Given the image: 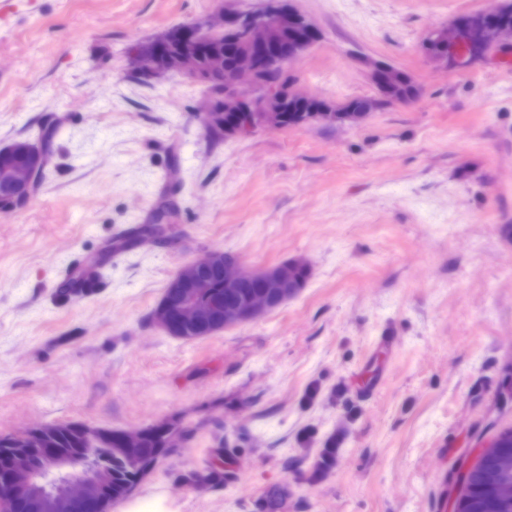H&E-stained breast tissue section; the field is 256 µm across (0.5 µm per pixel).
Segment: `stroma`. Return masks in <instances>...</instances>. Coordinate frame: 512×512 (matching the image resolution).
<instances>
[{
  "label": "stroma",
  "instance_id": "obj_1",
  "mask_svg": "<svg viewBox=\"0 0 512 512\" xmlns=\"http://www.w3.org/2000/svg\"><path fill=\"white\" fill-rule=\"evenodd\" d=\"M0 21V147L47 145L38 191L0 212V434L179 421L110 512H437L512 428V68L449 70L421 45L495 0H292L317 41L288 67L334 102L371 96L361 57L420 85L360 125L210 135L205 86L141 81L132 46L219 0H14ZM173 216L162 239L112 243ZM307 262L296 296L195 340L151 313L177 268ZM98 257L64 298L69 263ZM394 349H376L377 336ZM382 379L371 393L361 382ZM336 459L319 470L328 436ZM221 448L224 480L191 485Z\"/></svg>",
  "mask_w": 512,
  "mask_h": 512
}]
</instances>
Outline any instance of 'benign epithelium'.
I'll return each mask as SVG.
<instances>
[{
	"label": "benign epithelium",
	"instance_id": "obj_1",
	"mask_svg": "<svg viewBox=\"0 0 512 512\" xmlns=\"http://www.w3.org/2000/svg\"><path fill=\"white\" fill-rule=\"evenodd\" d=\"M509 7L505 2L492 11L462 14L435 27L422 44L431 60L445 66L462 68L474 61L490 60L492 55L512 51V26L497 22ZM216 36L227 43L233 62H224L219 54L210 56L209 69L200 65L202 36ZM317 38L314 24L283 0H265L255 12L228 11L218 8L202 24H185L176 33L166 31L135 49L142 75L153 78L176 72L190 81L213 88L205 121L224 129L226 137H244L260 129L283 127L288 103L316 97L297 90L292 82L273 79L271 74L297 59ZM376 95L368 98L363 109L338 114L322 109L314 121L336 126L362 123L382 102L407 103L418 93V86L403 70L383 60H367ZM20 191H28L34 173L20 167L0 166V182ZM216 263L224 269V291L232 293L250 288L242 301L224 306L214 302L205 306L199 294L209 287L202 271ZM293 297L288 278L276 268L242 273L236 261L219 252L180 266L170 281V293L153 311V320L168 331L174 322L224 320V326L253 321ZM60 425H42L21 435L8 436L13 454L8 458L10 479L0 488V512H14L23 500L34 501L40 512H74L75 505L94 504L98 512H110L112 483L103 463L95 464L78 454L47 451L37 456V447ZM143 430H126L121 449L132 460L142 458L140 444ZM512 469V457L501 455L497 466L481 473L485 490L496 496L512 495V486L499 479V473Z\"/></svg>",
	"mask_w": 512,
	"mask_h": 512
}]
</instances>
